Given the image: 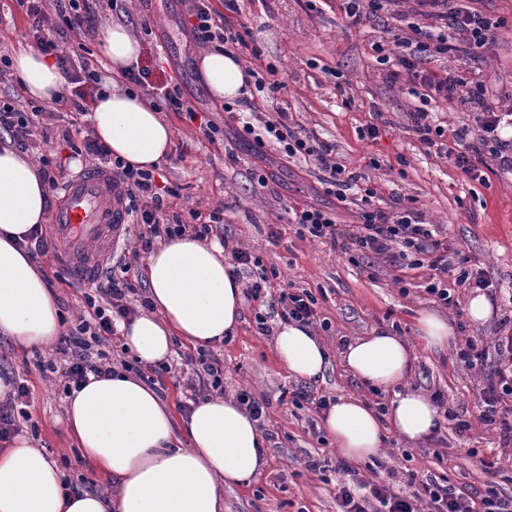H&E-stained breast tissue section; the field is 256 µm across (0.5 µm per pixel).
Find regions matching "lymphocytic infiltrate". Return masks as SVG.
<instances>
[{
	"label": "lymphocytic infiltrate",
	"mask_w": 512,
	"mask_h": 512,
	"mask_svg": "<svg viewBox=\"0 0 512 512\" xmlns=\"http://www.w3.org/2000/svg\"><path fill=\"white\" fill-rule=\"evenodd\" d=\"M97 0H25L28 17V35L42 53L56 56L67 83L100 86L102 79L91 69L86 58L72 61L57 57L58 44L64 36L81 35L92 27ZM449 0H417L419 6L435 10V21L430 25L412 24L415 43L401 41L393 56H382V63L396 61L422 88L423 98L437 102L471 105L474 123L455 134L457 149L455 164L471 179L482 177V164L494 160L501 168L512 169V141L499 133L504 118L494 100L491 79L475 75L464 80L445 70L423 68L425 60L447 54L454 44H462L464 53L489 48L495 41L491 23L476 10L449 8ZM194 19L192 33L199 43L220 42L225 51H248L249 45L229 20L236 11L235 0H224L225 15H217L209 0H191ZM225 112L239 120V137L252 140L256 149L276 146L283 159L311 157L324 172L326 194L346 202L348 191L357 187L359 175L333 160V146L303 137L288 122V105L275 102L260 109L253 100L244 98L224 106ZM41 109L24 112L9 103L0 104V133L7 134L20 152H28L52 138L64 141L74 155H86L107 166L122 188L121 200L128 216L135 218L139 232L134 256L150 253L156 242L177 235L196 238L218 236L224 232V212L216 209L204 214L190 210L188 219H162L166 198L175 196L174 188L159 186L152 171L131 168L121 159L112 158L109 149L92 135L74 139L69 129L56 130L42 125ZM292 222L298 234L320 239L331 248L385 255L402 260L405 268L425 270L423 284L426 293L435 296L443 306L454 299L443 277L455 272V282L467 288L488 289L490 283L483 272L472 266L454 268L449 259L447 242L438 239L437 231L426 224L420 213L406 208L396 216L380 210H360L354 224L337 222L335 213L327 208L305 204L291 206ZM129 265H121L119 272L109 274L106 285L85 293L84 300L91 310L89 320L80 321L62 334L56 344L58 361L40 365L41 374L63 378L66 388L77 389L88 375H109L114 370L104 350L116 323L128 320L140 311L151 309L152 303L142 289L128 279ZM277 315L284 324L316 325L319 316L316 301L308 291H280L276 301ZM501 360L481 390L482 410L479 420L483 425L499 429L504 437L512 438V330L497 342ZM189 375L184 385L185 397L190 402L206 400L223 386L224 364L205 349L183 357ZM28 385L13 382L4 403L0 404V442L8 443L19 434L20 420L27 417ZM488 476L484 489L469 485L451 484L447 475L432 472L409 473L405 490L395 491L392 485L368 484L359 470L337 461L334 472L341 480L336 485L339 512H512V496L498 493L493 461L482 463Z\"/></svg>",
	"instance_id": "f902f5d3"
}]
</instances>
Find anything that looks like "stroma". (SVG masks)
Instances as JSON below:
<instances>
[{"instance_id":"obj_1","label":"stroma","mask_w":512,"mask_h":512,"mask_svg":"<svg viewBox=\"0 0 512 512\" xmlns=\"http://www.w3.org/2000/svg\"><path fill=\"white\" fill-rule=\"evenodd\" d=\"M348 0H239L242 35L261 52L257 71L273 67L284 82L278 99L287 101L290 124L301 135L331 144L337 162L361 174L375 191L370 204L394 214L411 207L423 220L445 232L451 251L471 259L502 296L483 324L467 314L435 303L421 284L423 271L409 270L385 256L349 258L329 246L299 237L290 224L289 206L311 202L334 208L338 221L353 222L356 205L326 196L312 162L281 164L274 148L258 159L252 145L238 142L236 121L225 114L202 84L195 60L201 50L187 23V0H114L97 14L98 22L126 21L141 44L139 65L149 82L178 83L197 111L224 129L223 144L210 143L197 124L164 112L174 130V148L159 169L160 183L177 187L167 214L209 212L224 208V239L259 257L273 271L270 292L307 289L316 300L319 317L327 322L319 336L330 353V363L313 384L315 395L361 397L389 406L392 391H372L354 377L341 360V344L389 327L413 347L416 362L408 379L410 391L427 395L444 392L449 419L423 443L389 434L377 461L362 463L370 480L392 479L401 485L412 471L446 470L452 483L483 488L486 475L480 461L496 462L498 489L512 494V441L483 425L480 390L497 365V338L504 316L512 314L505 297L512 294V170L490 165L483 180L467 177L444 153L427 149L411 129L410 112L426 107L433 124L443 128L442 141L454 146L458 129L473 122L469 108L454 103L422 104L409 92L406 75L389 79V65L377 63L376 46L392 48L395 38L409 37L413 20L410 0L378 11L358 25L345 15ZM474 9L497 22L492 49L470 56L441 57L440 68L465 76H492L500 108H512V0H474ZM24 6L18 0H0V53L13 55L29 44ZM379 123L377 139L366 136ZM264 173L266 184L256 175ZM279 232L278 244L268 239ZM47 284L58 299L64 328H72L86 313L81 291L57 279L51 258L41 263ZM435 311L457 327V338H482L486 356L482 365L468 368L454 349L441 353L423 347L416 335L420 312ZM271 302L244 301L242 321L234 334L212 352L224 363V395L234 397L251 389L267 401L264 434L266 461L247 487L224 492V512H252L255 497L265 499L267 512H337L333 483L305 471L307 457L336 459V448L318 423L320 414L296 408L292 391L296 379L278 361L273 338L261 335L257 316H271ZM54 349L28 348L0 335V371L26 379L30 388L32 425L23 437L45 451L50 460L66 462L71 479H82L85 489L106 492L109 480L81 457L67 433L64 405L67 395L58 379H46L38 361L54 359ZM469 430L459 431V421Z\"/></svg>"}]
</instances>
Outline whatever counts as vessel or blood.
<instances>
[{"mask_svg":"<svg viewBox=\"0 0 512 512\" xmlns=\"http://www.w3.org/2000/svg\"><path fill=\"white\" fill-rule=\"evenodd\" d=\"M126 222L120 189L106 169L85 168L63 185L47 228L58 246L59 262L69 268L77 287L99 280L100 255L117 247Z\"/></svg>","mask_w":512,"mask_h":512,"instance_id":"obj_1","label":"vessel or blood"}]
</instances>
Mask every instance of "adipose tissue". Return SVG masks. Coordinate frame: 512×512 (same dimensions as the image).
<instances>
[{
    "instance_id": "1",
    "label": "adipose tissue",
    "mask_w": 512,
    "mask_h": 512,
    "mask_svg": "<svg viewBox=\"0 0 512 512\" xmlns=\"http://www.w3.org/2000/svg\"><path fill=\"white\" fill-rule=\"evenodd\" d=\"M99 51L117 74L136 64L140 45L129 26L114 21L104 27ZM12 61L31 99L51 102L61 94L64 79L49 56L25 46ZM197 69L218 101L238 98L248 79L241 61L214 49L198 55ZM90 121L112 155L135 168L154 169L170 151L173 128L139 94L107 91L96 98ZM49 207L37 163L0 144V334L29 348L50 345L61 330L43 271L15 245L46 224ZM143 275L153 310L119 328L141 366L167 362L178 340L196 349L221 343L241 321L243 284L219 242L172 238L148 256ZM275 350L303 379L322 375L328 364L308 327L280 325ZM341 355L352 374L396 392L385 414L354 397L338 398L324 414L322 427L344 458L375 456L389 425L410 441L435 430L439 408L401 389L413 359L403 337L378 330L348 342ZM65 416L83 458L115 480L114 496L65 490L62 470L21 440L0 448V512H224L225 488L250 482L264 462V436L236 403L201 402L179 424L172 407L131 373L89 375L69 396Z\"/></svg>"
}]
</instances>
